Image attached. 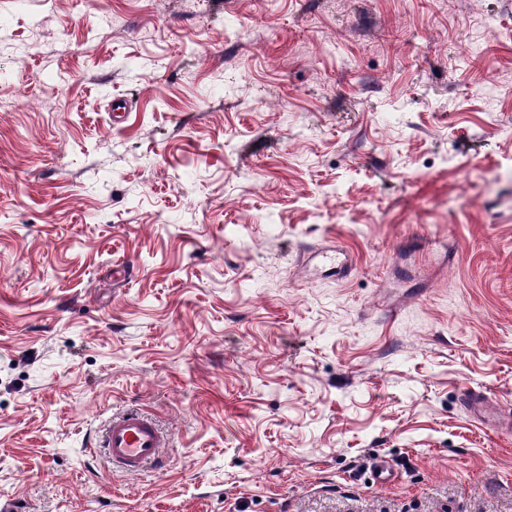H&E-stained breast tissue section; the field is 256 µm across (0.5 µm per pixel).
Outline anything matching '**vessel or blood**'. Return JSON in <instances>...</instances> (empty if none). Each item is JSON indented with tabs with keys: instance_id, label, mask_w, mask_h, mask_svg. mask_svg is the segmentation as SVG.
Instances as JSON below:
<instances>
[{
	"instance_id": "obj_1",
	"label": "vessel or blood",
	"mask_w": 512,
	"mask_h": 512,
	"mask_svg": "<svg viewBox=\"0 0 512 512\" xmlns=\"http://www.w3.org/2000/svg\"><path fill=\"white\" fill-rule=\"evenodd\" d=\"M166 441L167 436L159 425L135 410L113 416L102 434V446L109 462L129 474L159 466L160 450Z\"/></svg>"
}]
</instances>
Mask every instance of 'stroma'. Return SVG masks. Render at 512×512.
<instances>
[{
  "mask_svg": "<svg viewBox=\"0 0 512 512\" xmlns=\"http://www.w3.org/2000/svg\"><path fill=\"white\" fill-rule=\"evenodd\" d=\"M0 97V499L512 512V0H0ZM166 441L159 425L135 410L113 416L102 434L109 462L128 474H140L149 466L157 468Z\"/></svg>",
  "mask_w": 512,
  "mask_h": 512,
  "instance_id": "stroma-1",
  "label": "stroma"
}]
</instances>
